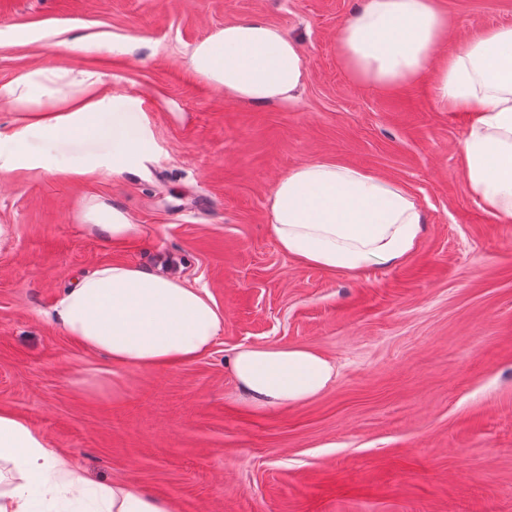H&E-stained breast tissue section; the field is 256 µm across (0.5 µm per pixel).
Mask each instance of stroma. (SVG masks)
Segmentation results:
<instances>
[{"mask_svg":"<svg viewBox=\"0 0 512 512\" xmlns=\"http://www.w3.org/2000/svg\"><path fill=\"white\" fill-rule=\"evenodd\" d=\"M356 2L0 0V83L72 63L150 102L141 170L0 171V411L90 480L132 483L171 512H512V218L468 191V117L439 107L434 77L385 90L350 76L336 33ZM438 4L449 53L512 27V0ZM255 17L299 43L297 105L225 99L188 63L225 23ZM310 161L403 186L423 216L414 252L361 274L282 252L267 199ZM94 200L147 235L89 234L79 212ZM161 255L224 314L209 353L117 365L50 321L73 277ZM246 346L308 347L336 375L304 403L260 410L230 370Z\"/></svg>","mask_w":512,"mask_h":512,"instance_id":"35a3bbf8","label":"stroma"}]
</instances>
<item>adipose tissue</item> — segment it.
I'll return each mask as SVG.
<instances>
[{"mask_svg": "<svg viewBox=\"0 0 512 512\" xmlns=\"http://www.w3.org/2000/svg\"><path fill=\"white\" fill-rule=\"evenodd\" d=\"M448 17L436 0H362L337 32V50L351 77L390 89L436 78L442 109L468 113L462 142L470 193L486 211L512 217V28L472 33L466 46L444 52ZM190 66L227 99L255 107L294 105L307 78L297 42L264 19L226 23L195 45ZM92 71L37 69L0 83V106L29 113L0 153V170L55 167L84 174H120L141 166L150 142L140 113L121 97L101 95ZM93 137L112 145L108 161L93 154L53 157L30 148ZM281 250L327 270L361 273L403 261L418 246L423 217L396 183L333 162L299 164L268 198ZM86 228L115 241L144 235L114 205L87 204ZM51 318L86 350L113 363L149 367L206 354L224 332V314L211 296L178 276L127 263L77 276L51 308ZM235 378L258 408L302 403L321 393L334 364L307 347L254 346L239 350ZM0 512H53L61 500L83 512H170L166 500L126 483H95L68 456L50 451L20 417L0 411Z\"/></svg>", "mask_w": 512, "mask_h": 512, "instance_id": "1", "label": "adipose tissue"}]
</instances>
